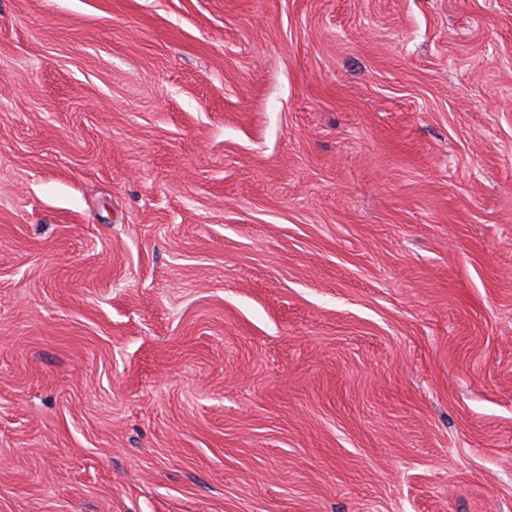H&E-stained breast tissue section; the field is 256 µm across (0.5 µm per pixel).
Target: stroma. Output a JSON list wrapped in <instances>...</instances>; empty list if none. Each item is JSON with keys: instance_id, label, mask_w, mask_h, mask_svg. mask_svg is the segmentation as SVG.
<instances>
[{"instance_id": "1", "label": "stroma", "mask_w": 512, "mask_h": 512, "mask_svg": "<svg viewBox=\"0 0 512 512\" xmlns=\"http://www.w3.org/2000/svg\"><path fill=\"white\" fill-rule=\"evenodd\" d=\"M0 512H512V0H0Z\"/></svg>"}]
</instances>
